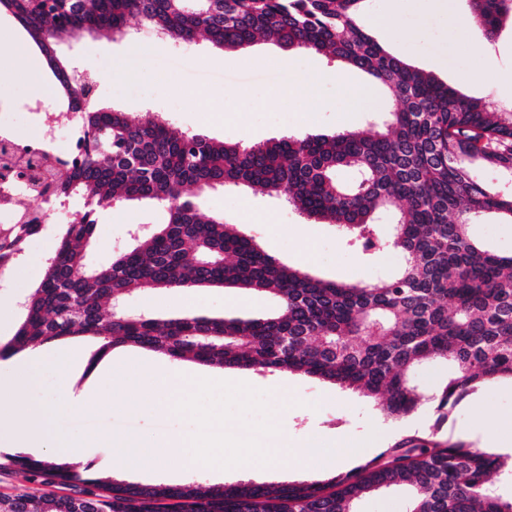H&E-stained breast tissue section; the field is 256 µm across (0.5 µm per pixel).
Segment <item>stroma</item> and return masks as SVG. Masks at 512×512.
Here are the masks:
<instances>
[{"label": "stroma", "instance_id": "1", "mask_svg": "<svg viewBox=\"0 0 512 512\" xmlns=\"http://www.w3.org/2000/svg\"><path fill=\"white\" fill-rule=\"evenodd\" d=\"M368 0L357 23L385 49L415 68L431 73L443 83L494 109L512 103V28L503 27L491 43H480L469 25L459 22L463 0ZM129 36L81 37L62 46V53L78 70L97 73L92 103L136 117L146 111L161 113L175 128L221 141L262 143L289 135H330L343 129L365 127L371 117L394 108L390 94L371 78L351 67L338 68L326 57L288 50L271 42H260L239 52L220 50L208 42L173 44L156 36L139 21L128 24ZM303 73L317 79V95L289 92L286 82ZM342 74L336 85L333 74ZM270 98L268 107L255 105L256 97ZM40 104L42 111L62 108L55 81L38 50L9 15H0V121L10 125L19 139L38 135V127L24 116L26 103ZM206 212L223 213L239 224L267 253L312 275L336 282H373L395 271L396 254L387 252L365 258L349 246L336 225L306 220L282 200L266 195L245 194L218 188L206 198ZM163 214L151 204L117 200L101 208L93 238L86 249L88 264L110 263L126 250L134 228L161 223ZM62 232L54 224L24 247L22 256L0 276L14 300L8 318L0 319V344L8 342L23 318L21 300L38 286ZM273 297L237 289L185 288L156 290L131 295L129 311L166 318L212 317L256 319L274 314ZM80 348L85 365L79 375L87 380L103 358L98 342L60 340L49 342L45 360L35 370L33 384L22 398L30 406L44 409L48 439H58L82 448L85 464L94 471L125 479L123 468L111 449L92 443L98 429L131 433L149 440L190 436L194 423L176 414L159 412L150 398L142 408L129 412L112 402L117 389L112 380L99 384L100 404L88 416L73 413L60 383L62 353ZM231 382H245L268 391L277 402L274 416L289 440L299 443L316 435L333 445L334 457L344 449L337 439L357 441L356 460L373 457L364 443L373 423L382 421L377 402L300 373L261 374L248 369L221 372ZM503 420L512 419V382L496 381L479 386L448 416L440 431L431 425L417 428L418 436L431 434L451 442L464 440L480 446L487 433L477 425V412ZM135 483L180 485L190 480L206 484L298 483L314 480L298 456L288 455L271 469L232 468L217 473L187 468L170 461L132 477ZM36 496L63 494L60 486L28 480L0 451V496L18 493Z\"/></svg>", "mask_w": 512, "mask_h": 512}]
</instances>
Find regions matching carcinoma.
Here are the masks:
<instances>
[{"label":"carcinoma","instance_id":"carcinoma-1","mask_svg":"<svg viewBox=\"0 0 512 512\" xmlns=\"http://www.w3.org/2000/svg\"><path fill=\"white\" fill-rule=\"evenodd\" d=\"M365 0H0L34 41L62 94L79 113L80 158L52 175L54 206L74 195L84 207L64 225L44 276L23 301L24 318L0 354L87 338L105 350L133 344L176 360L226 369L303 373L380 399L393 419L424 402L433 431L478 386L512 381V255L470 233L486 212L512 220V194L479 181L484 168H512V107L477 102L386 51L357 24ZM469 18L493 41L512 25V0H466ZM135 17L174 42L203 38L243 49L270 39L355 67L397 102L381 124L333 135L243 145L173 129L160 115L131 118L97 109L72 89L58 57L64 37L123 34ZM341 170L356 173L342 183ZM216 187L276 196L310 220L334 224L364 255L394 250L397 271L373 283L326 281L264 252L237 225L202 213ZM114 200L148 201L165 214L152 231L105 265L83 248L92 210ZM39 225L0 235V267L17 261ZM235 288L279 302L267 318L126 317L112 307L134 291ZM444 360L448 376L430 392L412 380ZM27 476L69 486L71 495L0 498V512H356L366 494L402 487L406 512H512L491 477H512L503 456L462 442L407 436L347 473L298 483L139 485L80 471L56 456L17 455Z\"/></svg>","mask_w":512,"mask_h":512}]
</instances>
